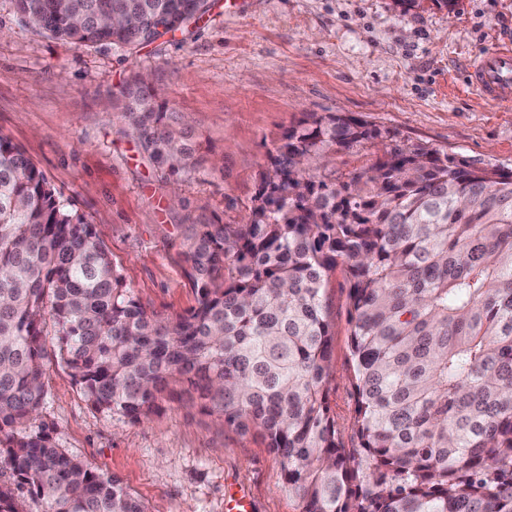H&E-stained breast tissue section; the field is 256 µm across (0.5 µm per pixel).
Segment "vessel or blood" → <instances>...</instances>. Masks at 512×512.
I'll return each mask as SVG.
<instances>
[{"label":"vessel or blood","instance_id":"obj_1","mask_svg":"<svg viewBox=\"0 0 512 512\" xmlns=\"http://www.w3.org/2000/svg\"><path fill=\"white\" fill-rule=\"evenodd\" d=\"M468 86L485 104L512 110V46L505 45L475 59L468 69Z\"/></svg>","mask_w":512,"mask_h":512}]
</instances>
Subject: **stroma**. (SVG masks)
<instances>
[{
    "label": "stroma",
    "mask_w": 512,
    "mask_h": 512,
    "mask_svg": "<svg viewBox=\"0 0 512 512\" xmlns=\"http://www.w3.org/2000/svg\"><path fill=\"white\" fill-rule=\"evenodd\" d=\"M203 18L136 50L76 48L26 26L0 0V136L23 148L61 200L100 234L123 284L174 317L196 304L187 244L197 225L237 224L280 133L308 113L341 112L443 152L512 169V112L465 91L476 55L512 42V0L455 10L394 0H209ZM161 88L200 164H153L121 116L136 75ZM349 281L329 276L333 333L328 401L355 444ZM33 427L149 512H226L244 491L252 512H301L279 458L254 433L224 426L180 387L148 420L93 408L59 359L46 364Z\"/></svg>",
    "instance_id": "stroma-1"
}]
</instances>
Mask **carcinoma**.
Wrapping results in <instances>:
<instances>
[{
	"label": "carcinoma",
	"mask_w": 512,
	"mask_h": 512,
	"mask_svg": "<svg viewBox=\"0 0 512 512\" xmlns=\"http://www.w3.org/2000/svg\"><path fill=\"white\" fill-rule=\"evenodd\" d=\"M75 47L133 51L201 19L208 0H15ZM123 117L150 160L195 165L142 76ZM384 145L367 170L313 172ZM196 305L171 320L123 286L103 241L0 136V512H147L114 478L30 430L58 357L97 410L140 422L179 385L255 431L302 512H512V170L479 165L340 113H312L268 153L240 224H200L186 253ZM349 276L358 446L327 401L328 277Z\"/></svg>",
	"instance_id": "1"
}]
</instances>
